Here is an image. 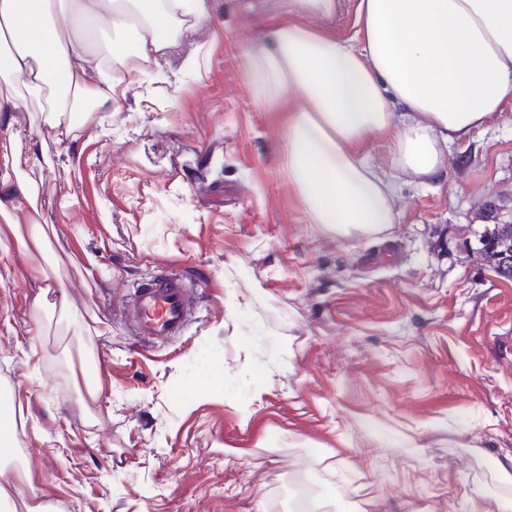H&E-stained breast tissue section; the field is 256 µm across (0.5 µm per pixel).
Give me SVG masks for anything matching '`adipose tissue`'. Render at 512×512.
<instances>
[{
    "label": "adipose tissue",
    "instance_id": "obj_1",
    "mask_svg": "<svg viewBox=\"0 0 512 512\" xmlns=\"http://www.w3.org/2000/svg\"><path fill=\"white\" fill-rule=\"evenodd\" d=\"M69 10L72 24L57 22ZM336 0H294L247 56L256 100L288 115L282 162L310 223L342 237L375 235L396 221L395 183L364 152L389 136L393 167L429 181L455 140L485 127L512 96V0H358L356 31L339 39L303 23ZM209 17L207 0H0V114L21 104L19 85L57 89L56 128L71 102L116 103L127 76L177 46ZM114 33L103 53L87 32ZM41 160L12 124L0 129V223L17 232L37 211Z\"/></svg>",
    "mask_w": 512,
    "mask_h": 512
}]
</instances>
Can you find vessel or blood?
<instances>
[{
	"mask_svg": "<svg viewBox=\"0 0 512 512\" xmlns=\"http://www.w3.org/2000/svg\"><path fill=\"white\" fill-rule=\"evenodd\" d=\"M190 296L184 280L164 273L136 292L133 302L139 336L160 339L176 334L184 325Z\"/></svg>",
	"mask_w": 512,
	"mask_h": 512,
	"instance_id": "1",
	"label": "vessel or blood"
}]
</instances>
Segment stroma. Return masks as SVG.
Listing matches in <instances>:
<instances>
[{
  "instance_id": "stroma-1",
  "label": "stroma",
  "mask_w": 512,
  "mask_h": 512,
  "mask_svg": "<svg viewBox=\"0 0 512 512\" xmlns=\"http://www.w3.org/2000/svg\"><path fill=\"white\" fill-rule=\"evenodd\" d=\"M289 3L208 0L116 105L48 141L50 246L0 247V412L18 431L0 486L16 512H292L305 481L318 512H512V279L477 251L485 225L512 224V98L436 181L396 173L372 140L397 222L336 236L291 193L284 116L246 73ZM37 261L46 281L26 274ZM167 270L193 295L184 327L141 340L134 292Z\"/></svg>"
}]
</instances>
